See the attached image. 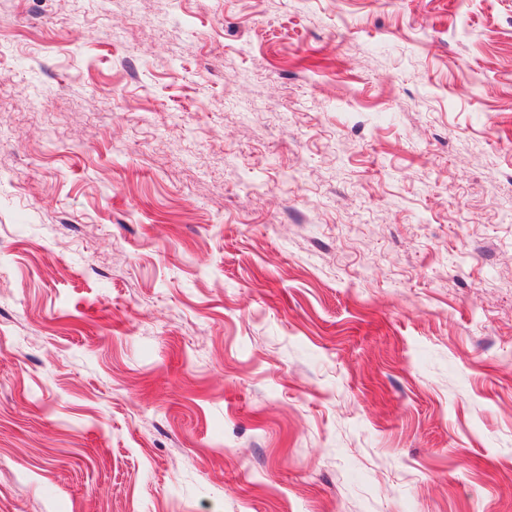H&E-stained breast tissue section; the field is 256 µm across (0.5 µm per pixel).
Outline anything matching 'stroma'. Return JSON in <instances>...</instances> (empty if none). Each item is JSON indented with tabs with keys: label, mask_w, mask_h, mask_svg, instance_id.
I'll return each mask as SVG.
<instances>
[{
	"label": "stroma",
	"mask_w": 512,
	"mask_h": 512,
	"mask_svg": "<svg viewBox=\"0 0 512 512\" xmlns=\"http://www.w3.org/2000/svg\"><path fill=\"white\" fill-rule=\"evenodd\" d=\"M512 0H0V512H512Z\"/></svg>",
	"instance_id": "35a3bbf8"
}]
</instances>
